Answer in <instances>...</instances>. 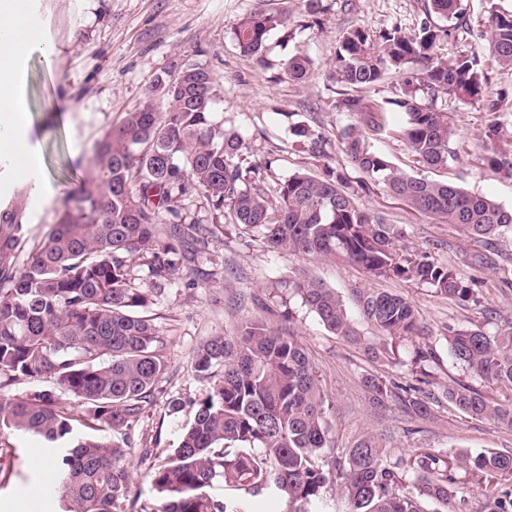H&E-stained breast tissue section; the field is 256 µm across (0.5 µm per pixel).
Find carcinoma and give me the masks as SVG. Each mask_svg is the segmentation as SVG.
<instances>
[{
	"mask_svg": "<svg viewBox=\"0 0 512 512\" xmlns=\"http://www.w3.org/2000/svg\"><path fill=\"white\" fill-rule=\"evenodd\" d=\"M461 0H427L417 30L393 28L373 38L350 28L336 49L331 79L338 87L334 108L356 117L345 136L347 156L362 174L418 212L433 215L477 242L485 252L512 234V209L454 184L430 180L394 166L367 143L364 131L381 132L392 105L407 116L398 133L414 162L436 169L448 164L453 118L437 106L443 95L482 97L485 75L475 54L448 58L441 45L448 28L433 17L460 19ZM288 8L262 6L234 28L240 55L265 64L271 32L291 22ZM489 51L512 69V12L492 11ZM299 82L311 71L307 56L282 63ZM184 77L156 80L146 101L106 132L96 146L92 184L73 192L45 239L22 265L10 262L25 234L16 209L0 212V435L12 431L43 439L58 471L56 495L62 512H244L235 500L211 493L214 483L252 496L278 493L287 512H311L332 477L319 463L330 447L325 395L306 349L291 331L260 320L236 337H208L195 353V371L209 385L177 447L154 458L147 472L157 493L154 505L131 493L122 464L131 432L151 403L165 370L156 298L184 276L211 233L183 214L193 189L213 221L259 233L272 251L316 255L360 266L369 276L426 285L463 302L476 299L473 278L452 266L415 254L401 243L403 231L360 208L342 172L325 177L296 172L269 194L261 170L273 160L245 164L242 136L214 121L221 90L201 64L180 65ZM403 75L401 93L384 103L369 96L390 73ZM309 155L327 157L325 136L299 127ZM478 162L512 175V150L492 146ZM169 223L159 224L161 214ZM145 272L144 288L133 286ZM293 288L336 336L357 338L336 293L310 280ZM360 315L392 339L418 336L413 305L389 292L356 293ZM450 354L472 375L512 387V329L488 333L450 327ZM50 378L55 392L19 397L6 391L22 381ZM370 406L394 403L416 419L430 416L425 391L412 383L364 379ZM444 396L469 416L512 429V411L478 390L449 387ZM76 401L81 419L58 409ZM95 424L110 436L85 435ZM458 464L489 484L512 478V453L462 454ZM340 475L351 512H453L448 454L415 448L393 458L383 438L366 433L348 449ZM483 512H512V487L486 491Z\"/></svg>",
	"mask_w": 512,
	"mask_h": 512,
	"instance_id": "1",
	"label": "carcinoma"
}]
</instances>
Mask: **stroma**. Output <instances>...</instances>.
<instances>
[{
	"label": "stroma",
	"instance_id": "35a3bbf8",
	"mask_svg": "<svg viewBox=\"0 0 512 512\" xmlns=\"http://www.w3.org/2000/svg\"><path fill=\"white\" fill-rule=\"evenodd\" d=\"M427 0H322L323 10L310 14L305 0H269L271 8L289 6L288 29L271 32L265 66L236 50L232 32L257 0H44V18L59 49L52 62L32 59L28 66V102L32 142L41 152V181L45 187L30 194L21 184L0 190V207L23 211L27 245L35 247L56 224L64 208V189H79L91 180L96 145L126 113L139 107L156 77L186 62L204 65L222 90L216 120H228L245 139L252 160L275 154L266 176L275 184L297 171L323 177L325 167L348 178L356 203L403 227L405 242L430 253L435 262L463 269L476 283L477 298L469 302L434 293L424 285L369 277L356 265L306 255L271 252L256 233L232 227L213 229L185 283L171 286L153 310L163 332L167 369L154 391L132 448L123 459L132 478V491L152 501L155 493L146 477L150 461L145 448L177 447L193 415V403L208 386L194 371V355L214 334L235 335L245 322L260 319L272 326H290L306 348L329 407L331 446L321 462L338 470L347 448L364 433L385 434L392 455L415 448H435L450 454L472 455L487 450L512 453V430L487 419L467 417L442 398L444 386L466 383L493 403L512 408V388L475 377L449 352V327H481L494 333L512 327V236L501 239L489 263L474 266L475 243L461 237L440 219L418 212L366 181L349 162L344 134L352 115L333 107L336 86L329 78L338 41L347 29L360 28L372 36L399 27L412 30L424 17ZM498 3L512 10V0H462V19L452 29L443 50L448 55L477 53L486 74L482 99L454 95L438 105L453 114L457 133L447 167L427 169L413 163L395 129L370 137L373 149L395 166L429 179L448 181L472 193L491 197L512 209V177L479 164L486 143L483 130L496 125V145L512 146V69L497 65L488 50L491 37L489 7ZM313 62L301 83L282 77V64L292 55ZM503 98L495 112L487 100ZM321 131L331 140V159L323 164L304 151L297 127ZM302 275L334 289L343 301L361 338L352 344L329 333L319 318L289 288ZM372 288L407 298L418 310L423 335L395 344V356L373 361L365 346L383 343L382 333L358 313L355 293ZM433 348L428 391L431 416L414 420L398 406L374 411L362 379L373 374L398 382L412 381L410 360L416 348ZM184 408L172 412V399ZM12 448L11 468L0 471V512H23L20 503L29 487L48 470V454L38 439L22 434L0 436Z\"/></svg>",
	"mask_w": 512,
	"mask_h": 512
}]
</instances>
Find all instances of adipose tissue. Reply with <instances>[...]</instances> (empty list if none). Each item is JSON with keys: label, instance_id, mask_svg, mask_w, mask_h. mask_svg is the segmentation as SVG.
<instances>
[{"label": "adipose tissue", "instance_id": "adipose-tissue-1", "mask_svg": "<svg viewBox=\"0 0 512 512\" xmlns=\"http://www.w3.org/2000/svg\"><path fill=\"white\" fill-rule=\"evenodd\" d=\"M38 2L0 0V164L22 184L41 167L29 137L28 63L35 56L49 62L58 54Z\"/></svg>", "mask_w": 512, "mask_h": 512}]
</instances>
